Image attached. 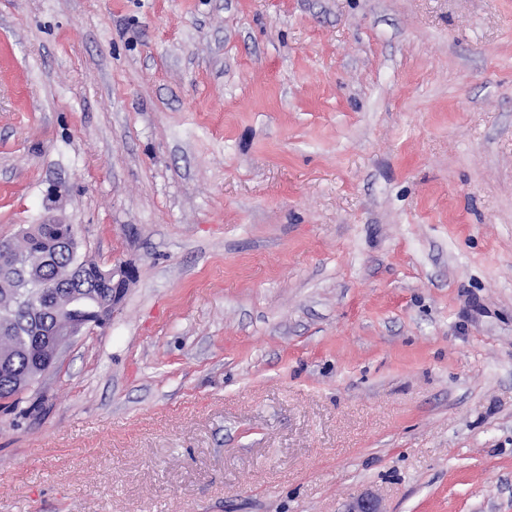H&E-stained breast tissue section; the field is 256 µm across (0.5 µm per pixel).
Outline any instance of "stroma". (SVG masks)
Wrapping results in <instances>:
<instances>
[{
  "mask_svg": "<svg viewBox=\"0 0 512 512\" xmlns=\"http://www.w3.org/2000/svg\"><path fill=\"white\" fill-rule=\"evenodd\" d=\"M30 224L135 274L0 512H512V0H0Z\"/></svg>",
  "mask_w": 512,
  "mask_h": 512,
  "instance_id": "stroma-1",
  "label": "stroma"
}]
</instances>
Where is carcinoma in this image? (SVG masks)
Segmentation results:
<instances>
[{
	"mask_svg": "<svg viewBox=\"0 0 512 512\" xmlns=\"http://www.w3.org/2000/svg\"><path fill=\"white\" fill-rule=\"evenodd\" d=\"M59 233L58 224H34L23 230L15 241L14 257L27 261L48 258L50 263L35 278L15 281L0 277V400L10 399L14 406L22 402L20 380L28 377L30 383L37 382L42 351L62 340L51 336L39 343L32 336L30 299L39 293L49 297L78 280L94 287L101 298L112 300V282L100 280L98 263L63 249Z\"/></svg>",
	"mask_w": 512,
	"mask_h": 512,
	"instance_id": "obj_1",
	"label": "carcinoma"
}]
</instances>
